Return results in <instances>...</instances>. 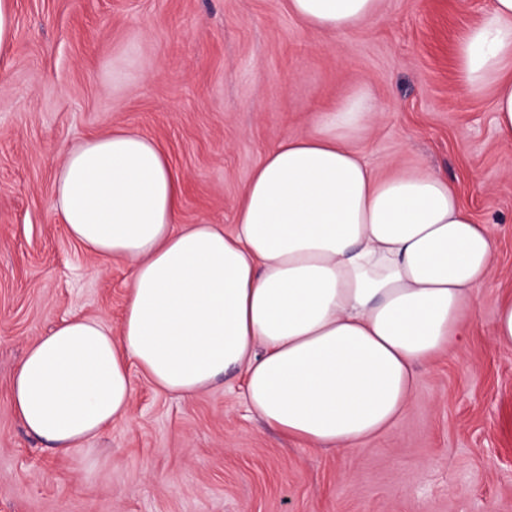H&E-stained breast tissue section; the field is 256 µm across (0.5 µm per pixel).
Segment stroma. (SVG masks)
<instances>
[{"instance_id":"35a3bbf8","label":"stroma","mask_w":512,"mask_h":512,"mask_svg":"<svg viewBox=\"0 0 512 512\" xmlns=\"http://www.w3.org/2000/svg\"><path fill=\"white\" fill-rule=\"evenodd\" d=\"M489 0H383L379 22L308 30L288 0H15L0 50V512H512V348L485 330L512 292V143L455 46ZM368 89L372 164L434 169L493 225L500 285L471 336L419 369L404 421L362 449L288 441L225 376L179 398L133 373L126 420L59 455L9 404L28 347L63 319L119 325L130 263L72 240L54 209L66 151L115 129L151 137L182 184L179 221L233 224L264 153Z\"/></svg>"}]
</instances>
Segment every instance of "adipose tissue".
I'll return each instance as SVG.
<instances>
[{
    "label": "adipose tissue",
    "mask_w": 512,
    "mask_h": 512,
    "mask_svg": "<svg viewBox=\"0 0 512 512\" xmlns=\"http://www.w3.org/2000/svg\"><path fill=\"white\" fill-rule=\"evenodd\" d=\"M311 31L381 19L380 0H288ZM471 92L494 88L512 141V0H491L456 47ZM360 91L272 147L233 229L178 221L180 180L148 136L116 129L71 148L55 209L89 253L133 267L118 329L75 317L39 337L9 405L54 451L84 450L126 417L131 368L195 396L228 374L269 427L342 455L402 421L420 368L466 334L495 287L496 240L435 170L380 173L351 140L381 119Z\"/></svg>",
    "instance_id": "ef3b65f1"
}]
</instances>
